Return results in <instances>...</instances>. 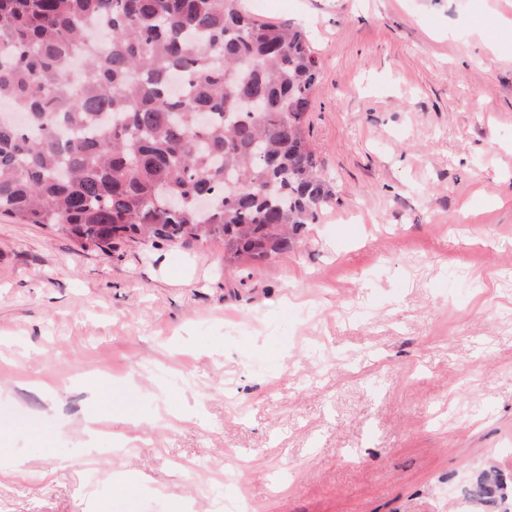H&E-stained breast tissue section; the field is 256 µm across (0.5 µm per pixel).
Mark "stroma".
I'll return each mask as SVG.
<instances>
[{
	"label": "stroma",
	"mask_w": 512,
	"mask_h": 512,
	"mask_svg": "<svg viewBox=\"0 0 512 512\" xmlns=\"http://www.w3.org/2000/svg\"><path fill=\"white\" fill-rule=\"evenodd\" d=\"M239 4L309 33L336 195L243 285L220 238L1 217L0 512H464L512 475V0ZM485 470L478 477L477 487L470 493V497L476 500L488 498L489 501H494L499 496L505 495L501 492L503 490L501 488L503 486L502 481L496 470L490 469V471L484 472Z\"/></svg>",
	"instance_id": "obj_1"
}]
</instances>
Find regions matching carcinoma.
Wrapping results in <instances>:
<instances>
[{"label": "carcinoma", "mask_w": 512, "mask_h": 512, "mask_svg": "<svg viewBox=\"0 0 512 512\" xmlns=\"http://www.w3.org/2000/svg\"><path fill=\"white\" fill-rule=\"evenodd\" d=\"M318 76L305 33L237 0H0V102L29 116L0 120V216L102 252L219 237L242 284L335 196L305 134ZM501 495L491 470L470 493Z\"/></svg>", "instance_id": "cac0c4a2"}]
</instances>
